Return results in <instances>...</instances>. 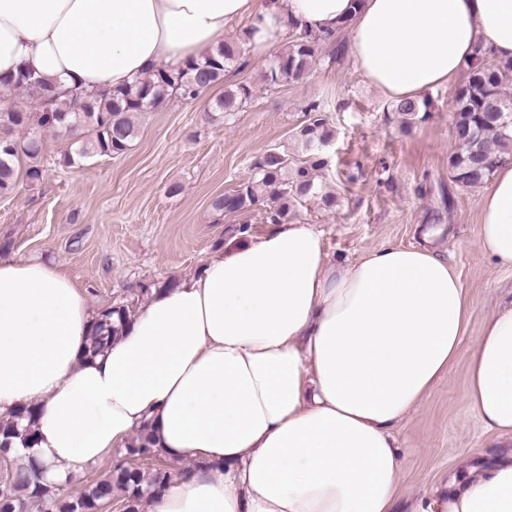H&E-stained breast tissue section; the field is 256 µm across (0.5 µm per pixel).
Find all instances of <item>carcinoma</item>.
<instances>
[{
    "instance_id": "1",
    "label": "carcinoma",
    "mask_w": 512,
    "mask_h": 512,
    "mask_svg": "<svg viewBox=\"0 0 512 512\" xmlns=\"http://www.w3.org/2000/svg\"><path fill=\"white\" fill-rule=\"evenodd\" d=\"M333 36L332 32L308 30L293 35L268 66L263 80L273 84L300 80L316 59L320 45ZM240 55L241 48L236 43L226 42L176 71L161 67L131 86L103 91L94 97L74 89L50 90L44 81L19 70L12 79L15 89L38 100L42 109L0 112V196L13 191L14 161L22 155L30 160L26 171L28 180L34 184L43 176L40 140L35 137L21 140L16 136L17 131L31 126L61 135L85 130L87 136L74 141L64 155L65 166L97 155H122L138 136V115L158 107L173 95L186 100L198 98L224 82ZM469 67L467 85L451 102L457 151L450 156L449 164L457 183L475 188L490 179L498 162L512 158V96L503 88L504 71L512 72V64L504 70L494 69L485 63L484 52L479 51ZM252 94V88L243 83L224 89V94L210 104L209 119H226L242 111ZM429 106L426 98L420 102L406 98L389 104L404 126L412 124ZM307 112L308 119L297 137L306 146L308 158L295 163L286 150L266 151L253 164L252 180L215 198L214 209L234 213L263 204L266 223L279 224L286 221L290 208L319 195L315 172L328 165L322 147L331 139V132L319 105H310ZM103 317L104 321L90 337L87 351L90 357L103 352L119 336L130 319V311L124 305H114ZM35 416V408L30 407L9 419H0V456L10 461L0 475V512H29L32 506L37 512H101L108 504L118 506L121 512H140L151 489L171 479V472L160 461L150 438L139 435L125 448L126 462L108 476L91 482L80 494L46 483L34 462L16 463L15 449L11 447L16 438L29 444L35 441ZM21 419L28 421L23 428L19 425ZM146 461L153 465L143 467Z\"/></svg>"
}]
</instances>
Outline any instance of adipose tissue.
Returning a JSON list of instances; mask_svg holds the SVG:
<instances>
[{
    "mask_svg": "<svg viewBox=\"0 0 512 512\" xmlns=\"http://www.w3.org/2000/svg\"><path fill=\"white\" fill-rule=\"evenodd\" d=\"M349 22L353 64L389 99L453 86L478 50L512 63V0H0V100L27 67L100 92L176 69L244 25L261 57L291 25ZM478 246L512 268V163L480 200ZM469 303L425 244L329 262L310 225L235 234L154 289L104 352L99 320L59 265L0 256V417L35 407L24 449L66 489L138 434L201 467L149 512H512V457L403 491L394 436L449 375ZM466 399L512 441V303L472 348Z\"/></svg>",
    "mask_w": 512,
    "mask_h": 512,
    "instance_id": "obj_1",
    "label": "adipose tissue"
}]
</instances>
